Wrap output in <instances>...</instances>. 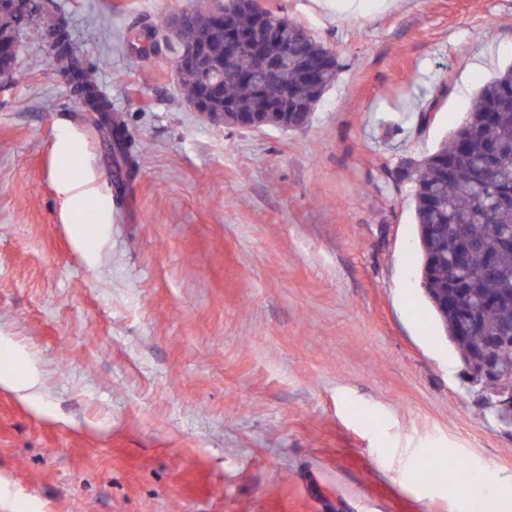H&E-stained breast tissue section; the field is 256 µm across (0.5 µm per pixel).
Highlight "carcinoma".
<instances>
[{"label": "carcinoma", "instance_id": "obj_1", "mask_svg": "<svg viewBox=\"0 0 512 512\" xmlns=\"http://www.w3.org/2000/svg\"><path fill=\"white\" fill-rule=\"evenodd\" d=\"M224 15L239 37L258 27L256 0H224ZM276 41L266 57L234 47L224 51V34L213 11L196 9L177 34L162 23L149 32V50L178 57L188 43L205 45L215 62H224V94L211 98L207 117L235 125L237 118L261 110L264 95L283 92L286 102L264 115V128L308 126L316 105L335 83L333 51L299 23L276 19ZM46 39L73 93L95 112L112 111L93 66L79 59L70 34L59 24ZM188 101L200 97V72L177 71ZM112 159L117 177H130L146 152L135 146L120 116H113ZM398 180L413 183L419 246L418 271L423 295L442 335L455 348L465 370H476L485 347L512 328V66L483 84L465 121L421 160L399 166Z\"/></svg>", "mask_w": 512, "mask_h": 512}]
</instances>
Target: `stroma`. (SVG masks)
Segmentation results:
<instances>
[{"instance_id":"obj_1","label":"stroma","mask_w":512,"mask_h":512,"mask_svg":"<svg viewBox=\"0 0 512 512\" xmlns=\"http://www.w3.org/2000/svg\"><path fill=\"white\" fill-rule=\"evenodd\" d=\"M203 2L38 0L0 77V340L42 378L38 408L0 388V512H471L416 470L512 486V428L428 308L396 170L512 63V0H258L340 65L296 131L212 123L128 48ZM59 15L148 151L123 186L50 61Z\"/></svg>"}]
</instances>
